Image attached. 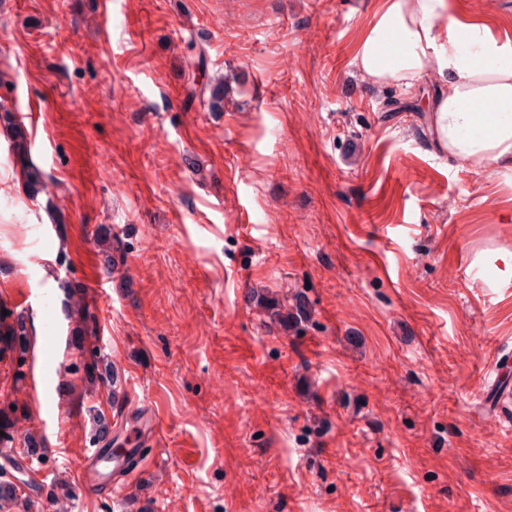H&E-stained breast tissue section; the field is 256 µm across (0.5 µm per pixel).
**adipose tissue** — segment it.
<instances>
[{
    "mask_svg": "<svg viewBox=\"0 0 512 512\" xmlns=\"http://www.w3.org/2000/svg\"><path fill=\"white\" fill-rule=\"evenodd\" d=\"M355 60L377 83L434 79L433 143L449 159L512 166V39L454 0H377Z\"/></svg>",
    "mask_w": 512,
    "mask_h": 512,
    "instance_id": "ef3b65f1",
    "label": "adipose tissue"
}]
</instances>
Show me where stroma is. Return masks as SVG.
<instances>
[{
  "label": "stroma",
  "mask_w": 512,
  "mask_h": 512,
  "mask_svg": "<svg viewBox=\"0 0 512 512\" xmlns=\"http://www.w3.org/2000/svg\"><path fill=\"white\" fill-rule=\"evenodd\" d=\"M10 2L0 310L28 293L46 363L32 389L0 354L44 440L8 512H512L480 394L512 353V167L435 151L434 82L362 74L376 0ZM459 2L512 37V0ZM129 411L147 469L55 501L93 414Z\"/></svg>",
  "instance_id": "stroma-1"
}]
</instances>
